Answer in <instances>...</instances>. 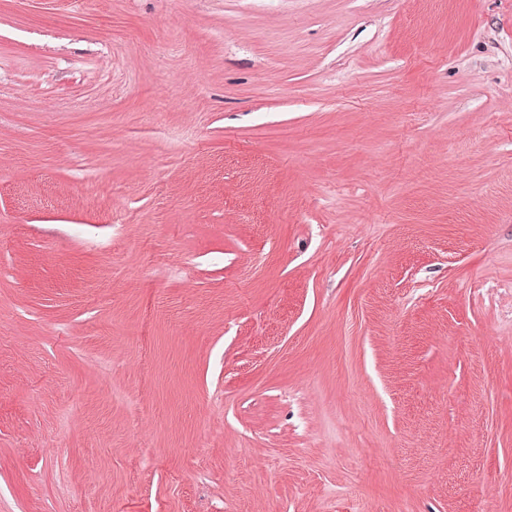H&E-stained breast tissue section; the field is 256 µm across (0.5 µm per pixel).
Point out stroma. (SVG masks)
Instances as JSON below:
<instances>
[{
  "mask_svg": "<svg viewBox=\"0 0 512 512\" xmlns=\"http://www.w3.org/2000/svg\"><path fill=\"white\" fill-rule=\"evenodd\" d=\"M0 512H512V0H0Z\"/></svg>",
  "mask_w": 512,
  "mask_h": 512,
  "instance_id": "1",
  "label": "stroma"
}]
</instances>
